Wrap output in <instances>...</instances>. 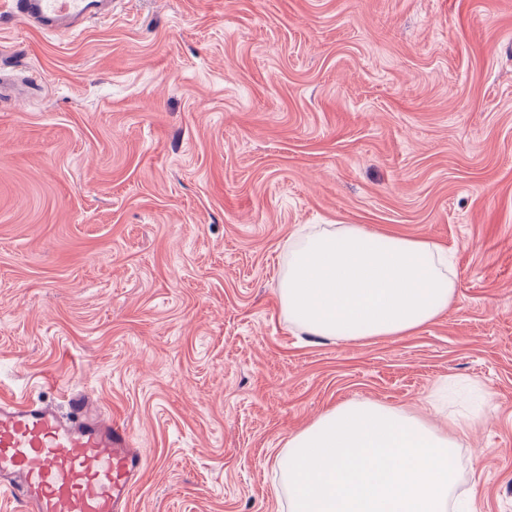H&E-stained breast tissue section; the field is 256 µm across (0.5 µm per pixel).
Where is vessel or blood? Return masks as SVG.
Wrapping results in <instances>:
<instances>
[{
  "label": "vessel or blood",
  "instance_id": "vessel-or-blood-1",
  "mask_svg": "<svg viewBox=\"0 0 512 512\" xmlns=\"http://www.w3.org/2000/svg\"><path fill=\"white\" fill-rule=\"evenodd\" d=\"M11 18L76 32L111 17L112 0H9ZM145 454L88 391L65 404L0 396V497L22 512H129Z\"/></svg>",
  "mask_w": 512,
  "mask_h": 512
}]
</instances>
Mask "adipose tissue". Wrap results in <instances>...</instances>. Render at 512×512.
Masks as SVG:
<instances>
[{
    "mask_svg": "<svg viewBox=\"0 0 512 512\" xmlns=\"http://www.w3.org/2000/svg\"><path fill=\"white\" fill-rule=\"evenodd\" d=\"M441 248L359 224L304 237L280 295L292 322L339 340L406 336L452 304ZM464 428L372 402L339 405L288 442L289 512H448Z\"/></svg>",
    "mask_w": 512,
    "mask_h": 512,
    "instance_id": "obj_1",
    "label": "adipose tissue"
}]
</instances>
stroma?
<instances>
[{"label":"stroma","instance_id":"1","mask_svg":"<svg viewBox=\"0 0 512 512\" xmlns=\"http://www.w3.org/2000/svg\"><path fill=\"white\" fill-rule=\"evenodd\" d=\"M0 58V395L95 390L146 450L131 512H288L292 436L351 400L444 424L450 380V506L512 512V0H117ZM346 224L447 250L454 305L291 323L289 242Z\"/></svg>","mask_w":512,"mask_h":512}]
</instances>
